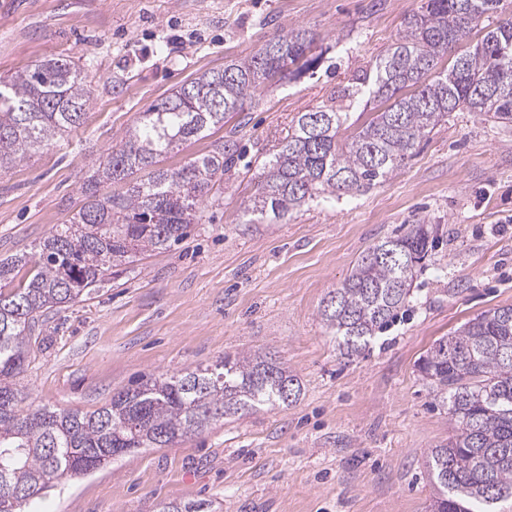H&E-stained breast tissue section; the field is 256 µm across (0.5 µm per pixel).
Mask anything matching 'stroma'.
Listing matches in <instances>:
<instances>
[{
	"label": "stroma",
	"mask_w": 512,
	"mask_h": 512,
	"mask_svg": "<svg viewBox=\"0 0 512 512\" xmlns=\"http://www.w3.org/2000/svg\"><path fill=\"white\" fill-rule=\"evenodd\" d=\"M420 0H0V76L49 57L93 88L85 122L0 166V259L31 254L82 204L78 187L141 112L280 33L316 36L314 71L255 93L221 129L164 155L176 169L232 136L222 203L170 249L49 313L17 383L22 408L93 411L153 375L259 351L299 380L288 408L260 407L166 448L126 454L23 512H430L426 460L454 423L418 363L478 314L512 305V123L452 113L366 192L247 223L264 162L299 113L337 96L395 40ZM427 225L436 240L408 312L362 356L341 358L320 309L374 244Z\"/></svg>",
	"instance_id": "35a3bbf8"
}]
</instances>
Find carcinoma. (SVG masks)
<instances>
[{
	"label": "carcinoma",
	"instance_id": "carcinoma-1",
	"mask_svg": "<svg viewBox=\"0 0 512 512\" xmlns=\"http://www.w3.org/2000/svg\"><path fill=\"white\" fill-rule=\"evenodd\" d=\"M500 2L424 0L370 71L342 88L345 106L322 104L300 113L265 162L245 212L278 221L326 195H356L396 172L452 112L511 123L512 17L456 52ZM269 42L222 70L202 73L142 113L140 123L95 161L79 186L83 204L69 223L55 225L32 256L0 259V282L33 265L27 284L0 287V512H21L50 488L116 459L115 448L124 454L165 448L228 416L286 407L299 395L294 375L250 352L227 357L213 370L150 378L90 413L23 410L15 383L43 317L99 291L112 269L183 239L234 160L237 143L229 138L177 170L157 167L158 157L204 137L227 114L241 111L246 96L263 84L313 66L305 59L311 32L279 34ZM447 55L448 67L437 71ZM364 97L389 106L340 140L349 109ZM91 98L81 69L66 58H44L1 77L0 164L26 161L77 129ZM138 171L147 178L132 180ZM121 182L125 192H101ZM431 247L426 225L415 224L373 245L328 293L321 317L340 355H360L409 306L417 266ZM419 371L455 422L448 444L427 455L432 512H473L476 506L496 512L512 499V306L487 310L437 340ZM155 512H212V503L161 501Z\"/></svg>",
	"mask_w": 512,
	"mask_h": 512
}]
</instances>
